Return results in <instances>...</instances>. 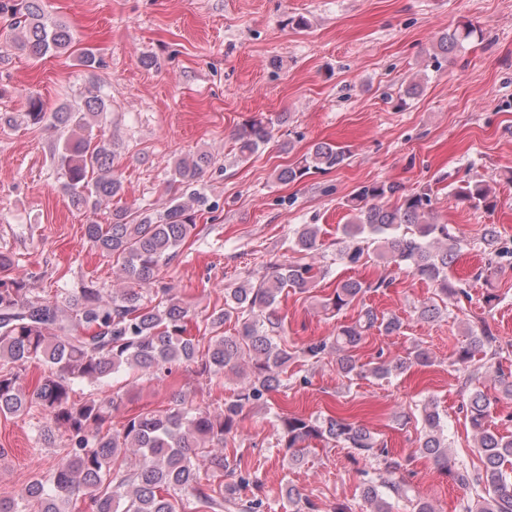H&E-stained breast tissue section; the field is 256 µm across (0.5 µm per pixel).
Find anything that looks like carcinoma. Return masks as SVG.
I'll return each instance as SVG.
<instances>
[{"mask_svg":"<svg viewBox=\"0 0 512 512\" xmlns=\"http://www.w3.org/2000/svg\"><path fill=\"white\" fill-rule=\"evenodd\" d=\"M0 15L9 17L20 46L34 58L50 51L65 53L74 42L70 29L45 13L42 0H0ZM472 34L468 24L448 29L439 35L433 58L461 50ZM26 100L23 114L0 113V128L46 124L59 133L63 145L53 150L52 159L70 206L78 212H93L104 201L122 198L119 144L100 129L108 108L101 92L90 89L81 102L63 103L52 112L34 93H28ZM271 125L269 119H254L236 130L239 160H248L269 141ZM348 159L346 148L321 142L297 163L280 170L277 180L297 182L338 169ZM211 164L207 152L178 159L168 186L170 198L161 212L150 206L134 213L117 207L108 223L84 225L85 239L115 263L125 284L109 299L93 280L78 288L58 289L52 297L36 296L24 278L11 275L14 256L0 252V416L40 414L46 425L38 428L36 442L49 445L57 432L67 443L66 454L49 474L31 480L17 497L0 499V512H26V503L32 500L40 505V512H76L79 503L89 512H199L201 507L211 512L231 508L261 512L266 500L261 479L242 468L237 458L224 454V444L238 435L245 407H274L273 394L288 387L283 375L295 357L318 361L334 351L336 371L348 379L363 374L388 379L415 365H431L430 352L419 343L404 356L359 363L354 351L372 331L399 336L404 329L398 316L365 305L355 320L336 328V335L299 350L288 348L281 336L279 295L286 289L306 293L328 274V269L307 261L320 246L316 224L295 229L292 250L300 258L265 263L260 278H247L224 289V307L202 317L173 288L156 286L159 269L170 264L195 233L197 218L212 210L201 186ZM454 194L472 209L497 207L496 193L482 181H465L454 188ZM393 197L397 204L390 206L387 200ZM346 206L349 220L342 228L341 260L359 267L373 251L380 260L431 283L437 299L414 307L420 320L436 321L447 314L449 301L468 296L450 275L463 239L452 225L438 222L429 190L403 194L395 183H372L361 187ZM479 243L487 256L480 278L492 276L496 264L512 258V247L493 224L483 229ZM389 285L385 278L343 280L324 298L323 308L337 315L364 295ZM199 317L213 333L203 353L200 340L190 334L192 322ZM227 321L235 325L232 335L224 334ZM497 342L486 324L470 326L453 364L465 369L479 354L497 359L501 355ZM245 359L251 362V375L224 400L219 413L182 400L169 410L130 415L114 427L112 414L119 411L120 401L113 394L97 393L112 386L121 374L134 372L150 378L163 369L172 372L177 364L198 363L208 381L221 386L224 375L238 372ZM33 364L42 366L43 372L30 379L27 369ZM83 383L94 393L76 401L73 387ZM502 398L512 399V374L503 371L494 393L480 387L468 390L467 418L481 457V466L474 470L450 454L438 405L427 401L420 408L419 452L474 493L463 503V512H512V438L490 425ZM275 419L274 447L286 449L293 466L303 462L316 440L352 449L350 460L363 476L359 489L366 512H392L393 498L408 502L411 512H436L408 484L402 462L368 428L337 413L303 416L277 411ZM125 448L139 455L132 468L118 463ZM247 489L251 497L244 499L241 493ZM286 499L289 512H315L316 504L293 485L288 486Z\"/></svg>","mask_w":512,"mask_h":512,"instance_id":"cac0c4a2","label":"carcinoma"}]
</instances>
